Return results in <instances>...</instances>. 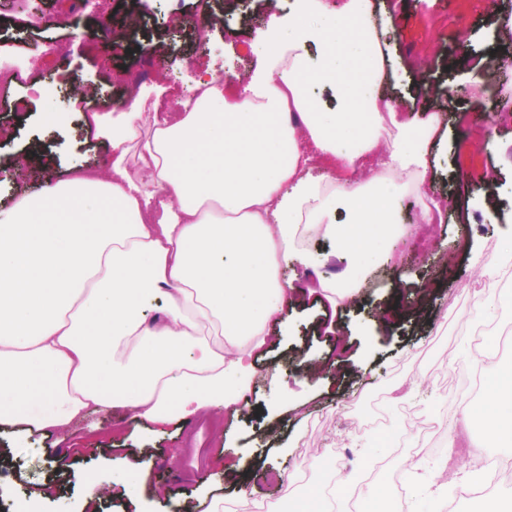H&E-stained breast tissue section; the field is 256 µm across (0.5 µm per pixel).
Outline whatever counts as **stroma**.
<instances>
[{
  "label": "stroma",
  "mask_w": 512,
  "mask_h": 512,
  "mask_svg": "<svg viewBox=\"0 0 512 512\" xmlns=\"http://www.w3.org/2000/svg\"><path fill=\"white\" fill-rule=\"evenodd\" d=\"M289 0H41L38 28L13 26L12 0H0V36L16 39L28 68L22 81L0 84V209L14 202L13 180L31 192L68 178L80 164L110 176L112 150L92 122L96 113L127 111V89L139 79L159 93L158 117H170L203 72L243 93L263 61L254 46L274 27ZM371 20L382 34L389 77L379 95L405 116L423 107L443 113L446 124L430 147V166L419 191L402 193L396 216L406 235L401 268L360 269L325 238L310 239L299 258L282 266V281L297 294L267 324L266 344L255 352L262 370L247 400L238 405L166 424L134 423L94 413L64 431L43 433L0 427V512H237L249 498L257 512H290L295 498L315 483L344 478L368 483L371 463L385 461L377 477H402L393 502L410 512H477L476 480L462 463L511 452L486 436L480 422L465 424L437 373L468 370L472 344L460 319L466 290L487 261L512 266L503 240L512 232V102L486 127L488 146H468L473 115L486 110L480 93L449 96L469 83L487 58L500 52L501 0H371ZM115 17L111 33L90 35L101 17ZM133 43L138 54L119 53L101 63L108 41ZM445 200L441 223L425 226L419 198ZM353 282L368 292L354 304L331 306L309 293L312 278ZM411 300L408 315L382 324L380 314L395 295ZM404 379V399L391 400L392 380ZM432 415L447 426L436 451L413 469L385 458L378 422L400 437L406 410ZM223 429L205 430L208 417ZM139 466L143 493L131 502L121 484L126 463ZM456 475L437 496L440 469ZM246 489L230 483L233 470ZM93 476L105 495L95 508L77 473ZM47 498H39L42 488Z\"/></svg>",
  "instance_id": "obj_1"
}]
</instances>
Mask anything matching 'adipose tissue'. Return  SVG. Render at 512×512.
I'll list each match as a JSON object with an SVG mask.
<instances>
[{
	"instance_id": "1",
	"label": "adipose tissue",
	"mask_w": 512,
	"mask_h": 512,
	"mask_svg": "<svg viewBox=\"0 0 512 512\" xmlns=\"http://www.w3.org/2000/svg\"><path fill=\"white\" fill-rule=\"evenodd\" d=\"M369 6L347 0L350 29L336 34L319 23L320 0H294L246 97L206 75L200 99L158 121L137 93L98 122L111 177L77 164L40 193L16 186L0 210V424L47 432L115 407L167 423L238 404L292 289L279 271L300 225H318L352 258L381 256L394 199L424 173L441 116L405 120L365 93L384 78ZM316 82L334 90V111L312 96ZM305 136L347 167L378 150L388 160L332 195L304 172ZM158 299L160 316L148 317ZM469 412L511 444L512 372Z\"/></svg>"
}]
</instances>
